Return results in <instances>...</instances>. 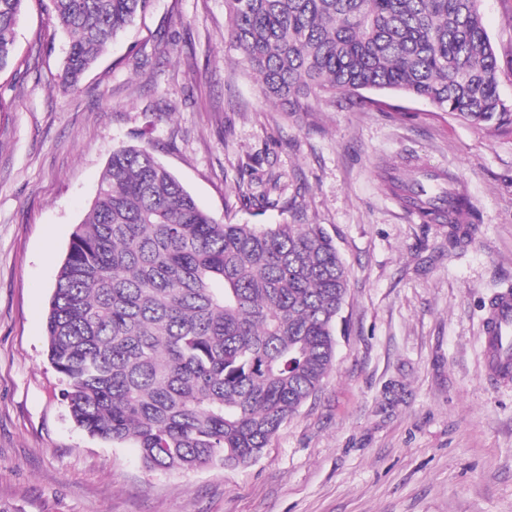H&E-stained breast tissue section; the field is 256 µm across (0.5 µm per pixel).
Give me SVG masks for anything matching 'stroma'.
Here are the masks:
<instances>
[{
  "mask_svg": "<svg viewBox=\"0 0 512 512\" xmlns=\"http://www.w3.org/2000/svg\"><path fill=\"white\" fill-rule=\"evenodd\" d=\"M512 103V0H479ZM67 40L26 0L0 71V503L19 512H512V378L484 320L512 292V130L364 91L286 112L225 33L224 0H152L64 91ZM151 145L217 220L320 224L349 270L334 368L259 457L145 470L75 426L49 300L113 150ZM454 175L482 224L448 243L382 187ZM269 197L270 206L260 204Z\"/></svg>",
  "mask_w": 512,
  "mask_h": 512,
  "instance_id": "stroma-1",
  "label": "stroma"
}]
</instances>
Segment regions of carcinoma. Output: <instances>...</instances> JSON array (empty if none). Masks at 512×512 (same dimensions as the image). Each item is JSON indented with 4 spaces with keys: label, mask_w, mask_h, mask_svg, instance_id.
Here are the masks:
<instances>
[{
    "label": "carcinoma",
    "mask_w": 512,
    "mask_h": 512,
    "mask_svg": "<svg viewBox=\"0 0 512 512\" xmlns=\"http://www.w3.org/2000/svg\"><path fill=\"white\" fill-rule=\"evenodd\" d=\"M25 0H0V70ZM77 88L151 0H51ZM227 34L266 97L291 112L361 90L429 101L477 126L512 127L478 0H224ZM423 224L470 240L479 216L453 180L435 194L381 166ZM348 271L320 224H226L144 146L112 152L53 288L48 358L88 436L138 448L149 470L255 459L333 370ZM512 372V338H489Z\"/></svg>",
    "instance_id": "carcinoma-1"
}]
</instances>
